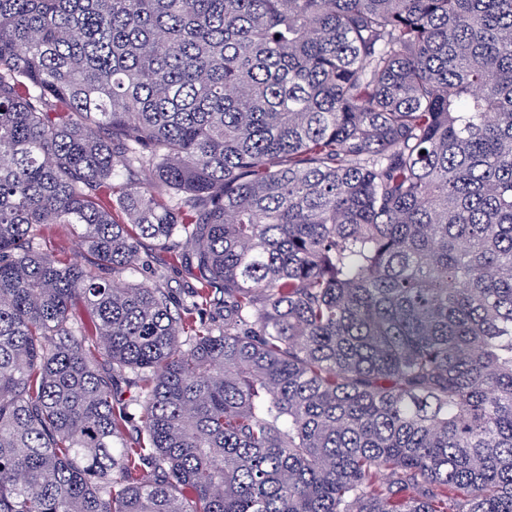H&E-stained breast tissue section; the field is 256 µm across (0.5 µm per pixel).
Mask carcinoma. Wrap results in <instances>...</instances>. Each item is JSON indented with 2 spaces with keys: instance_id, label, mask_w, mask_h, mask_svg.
<instances>
[{
  "instance_id": "carcinoma-1",
  "label": "carcinoma",
  "mask_w": 512,
  "mask_h": 512,
  "mask_svg": "<svg viewBox=\"0 0 512 512\" xmlns=\"http://www.w3.org/2000/svg\"><path fill=\"white\" fill-rule=\"evenodd\" d=\"M0 512H512V0H0ZM46 234L49 235L56 245L65 248L66 254L71 260L82 261L84 254L83 247H81L76 238L71 235L67 226L63 224L51 225ZM138 272L134 275L123 274L115 278L116 282H145L148 284L159 281L173 290L174 300L182 302L188 287L197 284L198 269L186 264L183 260L171 261L162 251L145 244L140 251Z\"/></svg>"
}]
</instances>
